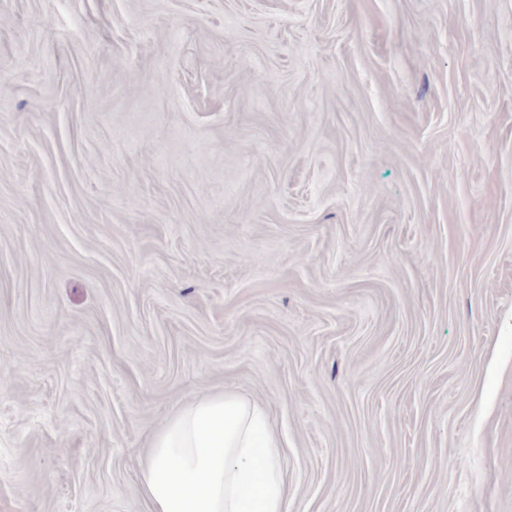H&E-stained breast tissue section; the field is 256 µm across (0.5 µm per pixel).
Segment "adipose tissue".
Instances as JSON below:
<instances>
[{
  "label": "adipose tissue",
  "mask_w": 512,
  "mask_h": 512,
  "mask_svg": "<svg viewBox=\"0 0 512 512\" xmlns=\"http://www.w3.org/2000/svg\"><path fill=\"white\" fill-rule=\"evenodd\" d=\"M279 448L262 405L234 393L199 398L151 437L147 512H287Z\"/></svg>",
  "instance_id": "obj_1"
}]
</instances>
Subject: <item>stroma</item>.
I'll return each instance as SVG.
<instances>
[{
    "label": "stroma",
    "instance_id": "35a3bbf8",
    "mask_svg": "<svg viewBox=\"0 0 512 512\" xmlns=\"http://www.w3.org/2000/svg\"><path fill=\"white\" fill-rule=\"evenodd\" d=\"M220 392L288 512H512V0H0V512Z\"/></svg>",
    "mask_w": 512,
    "mask_h": 512
}]
</instances>
